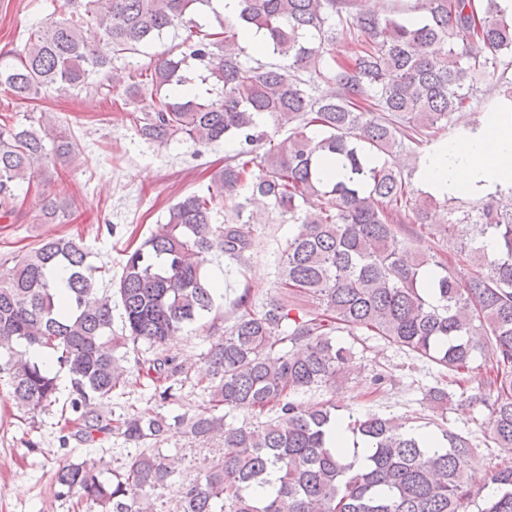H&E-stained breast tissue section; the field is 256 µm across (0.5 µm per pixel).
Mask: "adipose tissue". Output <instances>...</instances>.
<instances>
[{"label":"adipose tissue","mask_w":512,"mask_h":512,"mask_svg":"<svg viewBox=\"0 0 512 512\" xmlns=\"http://www.w3.org/2000/svg\"><path fill=\"white\" fill-rule=\"evenodd\" d=\"M420 175L426 190L442 198L512 189V123L488 115L479 135L449 141L424 155Z\"/></svg>","instance_id":"1"}]
</instances>
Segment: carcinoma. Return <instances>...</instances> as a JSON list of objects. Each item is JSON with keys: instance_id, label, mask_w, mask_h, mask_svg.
I'll list each match as a JSON object with an SVG mask.
<instances>
[{"instance_id": "cac0c4a2", "label": "carcinoma", "mask_w": 512, "mask_h": 512, "mask_svg": "<svg viewBox=\"0 0 512 512\" xmlns=\"http://www.w3.org/2000/svg\"><path fill=\"white\" fill-rule=\"evenodd\" d=\"M212 2L70 0L65 17L31 24L23 46L0 62V86L18 100L51 88L122 86L134 131L148 143H240L208 194L183 196L165 223L125 248L115 288L121 335L112 333V297L99 295L82 242H45L0 270V374L14 405L34 417L57 401L58 374L28 356L44 348L70 383L62 444L91 445L113 433L138 447L162 440L173 424L193 439L220 441L222 455L183 488L181 512H512V467L496 469L495 490L480 497L468 480L475 454L467 437L446 429L441 451L431 454L406 422L366 412L351 426L362 448H334L335 406L295 399L343 377L350 349L336 343L338 332L371 331L446 370L451 386H462L479 353L485 376L459 406L489 404L491 439L512 452V194L448 218L442 235L460 240L462 261L473 267L462 277L438 254L411 249L409 225L428 223L434 196L418 198L393 160L448 126L472 100L476 75L512 55V16L498 0H416L418 16L399 10L383 19L358 10L356 0H241L223 31L208 33L192 13ZM343 23L357 33L349 64L327 51ZM178 28L187 31L180 43L126 77L94 49L97 36L133 58ZM251 28L275 61L246 56L240 37ZM189 59L211 82L206 97L192 87ZM313 79L334 83L336 93L313 94ZM311 127L317 135L307 134ZM76 157L46 113L27 125L0 118V219L15 215L20 185ZM242 187L298 223L278 262L280 295L254 311L243 293L233 323L209 334V375L200 382L212 410L172 424L162 415L112 418L103 404L128 383L118 350L162 346L211 312L207 256L220 251L240 262L252 247L258 219L243 217V205L231 223L213 222L215 206ZM71 207L66 197L47 198L42 216L53 221ZM182 374L165 357L138 370L163 403L176 397ZM221 408L251 420L227 424L215 414ZM268 411L278 416L260 421ZM174 473L169 456L143 450L110 483L60 462L53 486L58 500L76 496L91 512H157L151 496Z\"/></svg>"}]
</instances>
